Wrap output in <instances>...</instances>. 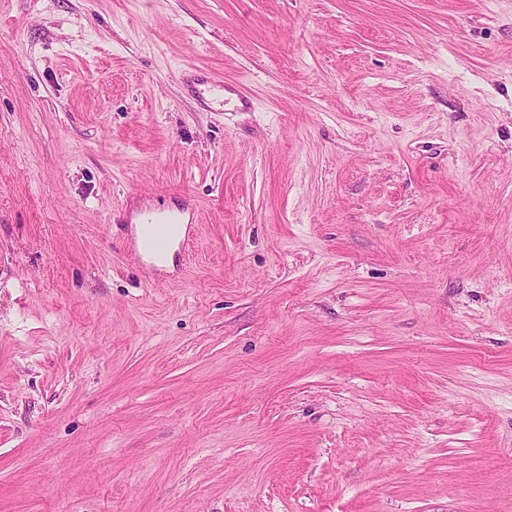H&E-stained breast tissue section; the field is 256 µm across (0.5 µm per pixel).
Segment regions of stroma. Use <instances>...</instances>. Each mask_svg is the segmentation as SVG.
<instances>
[{
	"mask_svg": "<svg viewBox=\"0 0 512 512\" xmlns=\"http://www.w3.org/2000/svg\"><path fill=\"white\" fill-rule=\"evenodd\" d=\"M0 512H512V0H0ZM146 219V237L150 248L155 252L164 250L173 233V224L176 217H166L165 219L157 218L152 214L145 217Z\"/></svg>",
	"mask_w": 512,
	"mask_h": 512,
	"instance_id": "obj_1",
	"label": "stroma"
}]
</instances>
